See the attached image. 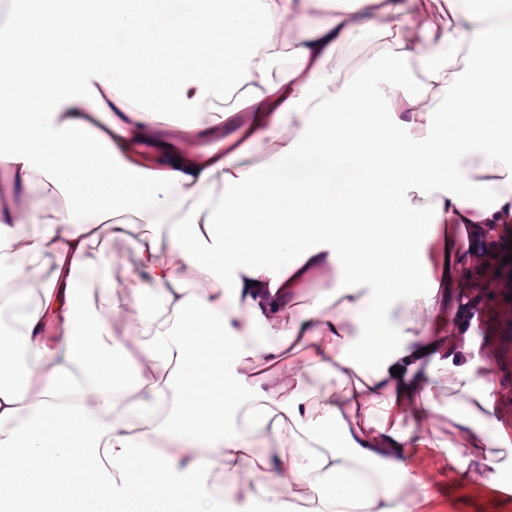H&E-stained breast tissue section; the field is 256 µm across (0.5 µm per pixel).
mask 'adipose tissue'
<instances>
[{
    "label": "adipose tissue",
    "mask_w": 512,
    "mask_h": 512,
    "mask_svg": "<svg viewBox=\"0 0 512 512\" xmlns=\"http://www.w3.org/2000/svg\"><path fill=\"white\" fill-rule=\"evenodd\" d=\"M192 2L174 21L167 0H28L0 47V167L64 200L47 222L0 206V244L29 258L12 276L43 296L0 281V495L18 512H217L210 474L237 469L255 431L279 448L240 481L260 512H294L268 483L278 468L309 512H413L401 480L415 449L443 445L427 426L442 380L449 456L499 483L512 464L491 445L512 433L468 356L460 238H512V0H444L448 28L422 58L441 106L409 85L427 0H350L314 24L313 0ZM381 18L399 39L379 77L328 69ZM235 91L236 109H214ZM265 141L260 175L245 157ZM134 224L167 231L131 240L120 286L86 243ZM322 273L330 288L310 295ZM89 283L113 315L137 308L132 335L89 312ZM312 370L335 380L315 401Z\"/></svg>",
    "instance_id": "ef3b65f1"
}]
</instances>
